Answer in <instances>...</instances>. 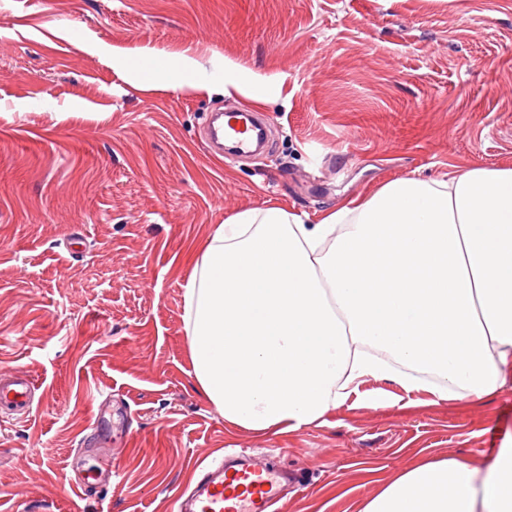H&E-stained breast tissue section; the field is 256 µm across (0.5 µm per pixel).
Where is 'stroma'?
<instances>
[{
    "instance_id": "1",
    "label": "stroma",
    "mask_w": 512,
    "mask_h": 512,
    "mask_svg": "<svg viewBox=\"0 0 512 512\" xmlns=\"http://www.w3.org/2000/svg\"><path fill=\"white\" fill-rule=\"evenodd\" d=\"M227 107L268 114L264 154H206ZM477 167H512V0H0V373L38 384L0 420V512H174L228 448L300 473L281 512H361L418 464L490 461L512 394L370 377L324 423L229 425L194 382L182 299L240 211L314 224Z\"/></svg>"
}]
</instances>
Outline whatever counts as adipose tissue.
I'll use <instances>...</instances> for the list:
<instances>
[{
  "label": "adipose tissue",
  "instance_id": "1",
  "mask_svg": "<svg viewBox=\"0 0 512 512\" xmlns=\"http://www.w3.org/2000/svg\"><path fill=\"white\" fill-rule=\"evenodd\" d=\"M192 374L231 425L290 433L368 377L437 400L512 393V168L383 185L318 223L218 225L184 287ZM362 512H512V443L405 470Z\"/></svg>",
  "mask_w": 512,
  "mask_h": 512
}]
</instances>
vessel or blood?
I'll list each match as a JSON object with an SVG mask.
<instances>
[{
  "label": "vessel or blood",
  "instance_id": "b4317fda",
  "mask_svg": "<svg viewBox=\"0 0 512 512\" xmlns=\"http://www.w3.org/2000/svg\"><path fill=\"white\" fill-rule=\"evenodd\" d=\"M268 125V120L252 109L213 114L207 123L209 147L219 156H250L258 150ZM34 391L30 374L1 373L0 412L14 417L27 416ZM288 480V472L257 465L246 451L228 453L197 479L190 493L181 500L178 512H277Z\"/></svg>",
  "mask_w": 512,
  "mask_h": 512
}]
</instances>
